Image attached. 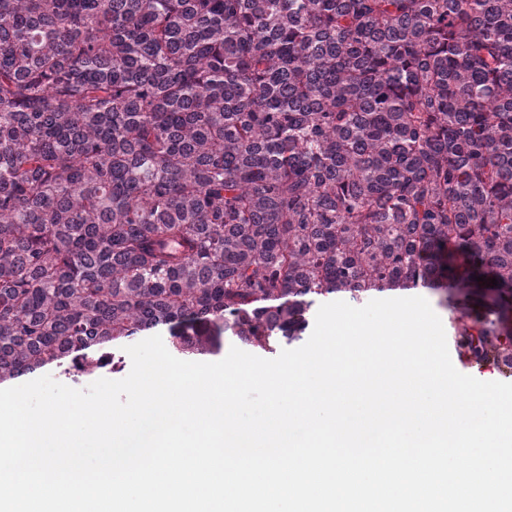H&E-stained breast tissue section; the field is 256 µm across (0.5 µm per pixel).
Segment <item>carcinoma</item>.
Returning a JSON list of instances; mask_svg holds the SVG:
<instances>
[{
  "instance_id": "cac0c4a2",
  "label": "carcinoma",
  "mask_w": 512,
  "mask_h": 512,
  "mask_svg": "<svg viewBox=\"0 0 512 512\" xmlns=\"http://www.w3.org/2000/svg\"><path fill=\"white\" fill-rule=\"evenodd\" d=\"M418 287L512 373V0H0V383Z\"/></svg>"
}]
</instances>
